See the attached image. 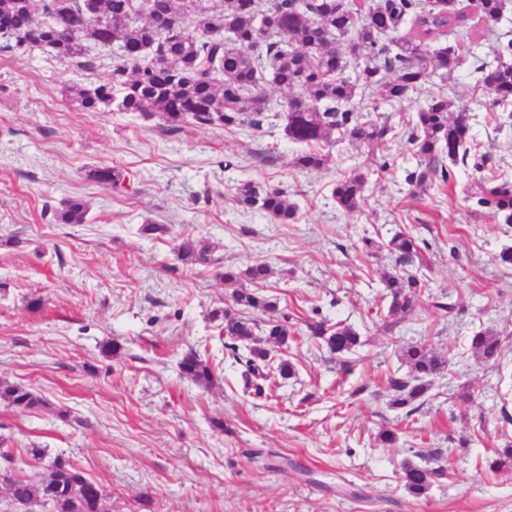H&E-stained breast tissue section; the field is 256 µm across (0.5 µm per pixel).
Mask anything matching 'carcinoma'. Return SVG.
Here are the masks:
<instances>
[{"instance_id": "carcinoma-1", "label": "carcinoma", "mask_w": 512, "mask_h": 512, "mask_svg": "<svg viewBox=\"0 0 512 512\" xmlns=\"http://www.w3.org/2000/svg\"><path fill=\"white\" fill-rule=\"evenodd\" d=\"M255 0H0V37L7 38L0 51L22 48L46 51L79 67L91 65L89 44L111 46L112 73L107 80L72 89L71 99L82 109L139 113L157 116L167 131L175 133L189 121L233 131L259 130L271 119L282 121L289 141L305 146L294 159L302 170L321 167L322 146L338 142L371 146L384 140L392 127L378 107L366 100L374 91L394 106L421 91L431 74L441 80L453 77L465 63L458 44L438 39L465 25L468 13L460 0H369L356 7L353 0H266L265 19L254 21L250 7ZM505 0H480L479 20L493 21L504 14ZM340 42L354 74L332 45ZM512 38L500 42L493 60L479 59L474 67L476 85L494 96L493 105L509 110L512 118ZM288 93L281 103L270 98L266 83ZM454 102L445 93L431 95L412 118L408 144L418 158L406 181L417 188L432 186L434 177L448 183L447 166L484 168L490 156L481 152L472 135L469 118L451 115ZM368 115H363V112ZM87 178L112 186L121 194L127 188L123 171L95 167ZM368 174L356 170L336 181L332 197L339 210L356 212L361 205ZM477 203L503 224H512V185L494 177L476 182ZM237 204L261 211L286 224L295 219L297 206L280 189L253 181L233 187ZM88 208L78 198L65 199L56 210L61 224H83ZM422 239L399 231L387 242L396 256V267L382 283L389 304L385 318L393 327L412 316L424 281L417 275L423 264ZM186 264L208 262L209 249L190 236L177 245ZM268 266L255 263L244 269L224 268V282L238 283L231 303L212 313L224 320L220 333L230 343L224 348L245 370V387L265 393L261 381L270 360L266 345L288 350L295 332L278 320L261 327L248 311L272 312L277 304L259 293L267 280ZM309 338L323 342L336 355L339 369L352 372L350 356L361 345L360 334L341 322L307 324ZM470 349L475 360L489 364L501 355L497 333L473 334ZM408 370L386 377L390 407L411 416L415 403L431 386L430 377L445 360L419 345L402 351ZM180 375L206 388L220 376L199 351L189 349L177 362ZM0 399L31 409L43 400L21 384L0 383ZM490 471L512 469V444L496 452ZM441 470L431 455L405 460L401 478L414 496L428 492ZM47 483L61 488L49 512H104L107 492L70 461L55 457L42 476L8 472L9 499L28 506L43 504Z\"/></svg>"}]
</instances>
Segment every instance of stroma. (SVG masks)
Returning a JSON list of instances; mask_svg holds the SVG:
<instances>
[{
	"label": "stroma",
	"instance_id": "1",
	"mask_svg": "<svg viewBox=\"0 0 512 512\" xmlns=\"http://www.w3.org/2000/svg\"><path fill=\"white\" fill-rule=\"evenodd\" d=\"M90 54L96 67L83 70L47 52H0V381L44 400L0 401L13 469L44 474L26 453L33 446L63 456L106 489V512H512V469L486 466L512 443V265L497 259L512 225L464 196L471 167L456 166L453 191L406 182L416 165L408 122L440 92L469 115L489 171L512 182V119L476 89L470 65L451 84L431 77L399 108L380 104L393 127L383 142L332 146L324 167L302 171L278 123L227 133L191 122L170 133L155 117L80 109L71 88L112 70L107 52ZM93 166L122 170L131 192L89 180ZM358 167L369 183L347 214L331 191ZM242 180L285 190L295 222L244 211L232 199ZM70 197L86 202L85 223L54 220ZM400 230L427 241L428 286L389 331L374 309L394 257L384 247L367 255L362 240L383 245ZM187 234L210 245L209 264L179 259ZM256 262L271 267L265 293L290 328L328 318L359 332L351 374L305 338L287 352L292 379L266 368L274 396L244 394L211 314L231 296L225 266ZM485 329L502 340L500 368L470 352ZM414 344L447 364L408 416L390 408L383 380ZM192 348L209 350L219 385L180 377ZM385 428L399 429L397 444L380 441ZM428 452L442 475L416 497L401 464Z\"/></svg>",
	"mask_w": 512,
	"mask_h": 512
}]
</instances>
